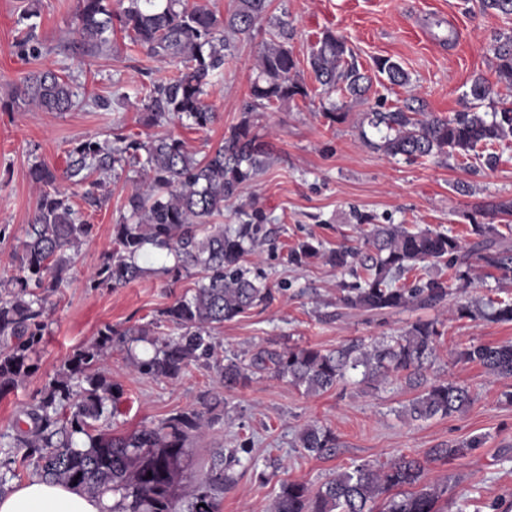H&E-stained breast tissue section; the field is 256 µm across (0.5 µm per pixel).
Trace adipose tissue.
<instances>
[{
	"label": "adipose tissue",
	"instance_id": "obj_1",
	"mask_svg": "<svg viewBox=\"0 0 512 512\" xmlns=\"http://www.w3.org/2000/svg\"><path fill=\"white\" fill-rule=\"evenodd\" d=\"M115 501L109 493L95 497L34 476L0 496V512H112Z\"/></svg>",
	"mask_w": 512,
	"mask_h": 512
}]
</instances>
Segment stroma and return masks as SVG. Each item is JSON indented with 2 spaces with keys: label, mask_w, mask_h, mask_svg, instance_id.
Masks as SVG:
<instances>
[{
  "label": "stroma",
  "mask_w": 512,
  "mask_h": 512,
  "mask_svg": "<svg viewBox=\"0 0 512 512\" xmlns=\"http://www.w3.org/2000/svg\"><path fill=\"white\" fill-rule=\"evenodd\" d=\"M77 0H0V102L15 85L45 68L68 75L84 104L72 111L47 112L23 103L0 109V289L17 274L12 256L25 240L40 193L30 168L42 163L56 171L67 166V153L93 137L113 145L116 130L146 140L173 136L197 157H204L242 117L256 75L258 54L268 40L267 22L237 42L234 56L211 89L208 102L219 120L205 128L176 119L145 124L137 101L142 84L167 79L172 62L147 58L124 32L113 31L103 51L80 46L74 33ZM36 12V53L17 46L24 11ZM273 15L294 27L292 48L299 78L308 95L251 113L255 132L271 146L268 165L236 199L224 206L221 224L243 223L248 212L266 216L262 236L246 265L271 288V303L225 322L218 335L222 355L250 357L260 347L284 350L316 346L333 349L359 341L366 344L399 336L416 320H433L440 332L437 357L428 379L471 387L474 403L464 412L425 421L411 420L405 408L413 396L404 381L364 384L360 371L328 392L311 395L285 380L256 376L234 393L224 391L215 369L191 367L175 381L154 380L135 372L122 346H114L106 367L125 394L115 417L98 429L124 434L220 398L218 423L187 445L182 461L195 475L206 472L220 448L246 447L258 468L239 466L236 483L226 490L221 512H272L283 483L300 481L318 489L342 468L381 465L399 454L424 456L432 448L481 435L485 442L470 455L450 463H430L427 482L447 483V512L470 499L468 512H512V402L505 397L512 382L488 374L475 363L457 361L456 345H498L512 341V323L458 317L460 301L512 300V280L472 264L467 287L453 289L445 303L406 308L382 315L343 308L338 298L350 276L318 258L303 266L289 263L290 250L312 238L329 250L361 246L355 224H405L448 230L468 239L473 224H492L512 232V215L496 206L512 201V141L496 144L494 165L485 159L436 157L408 160L373 148L377 140L366 116L404 104L451 117L460 112H493L512 100L495 71L494 48L512 35V15L481 8L480 0H272ZM344 36L363 67L378 58L398 62L408 72L405 86L374 82L363 100L352 102L325 94L311 73L307 57L324 33ZM484 77L495 93L473 100L470 86ZM101 204L87 207L84 185L65 182L75 208L93 224L65 273L66 283L45 303L46 329L37 353L38 369L0 396V434H12L13 422L76 350L88 346L99 329L125 330L156 321L160 310L191 294L196 274L179 279L160 275L173 266L170 257L150 252L138 263L145 274L122 288L93 289L89 277L112 249V227L119 223L132 183L121 168L96 172ZM310 425L330 429L336 452L316 457L300 448L298 436Z\"/></svg>",
  "instance_id": "35a3bbf8"
}]
</instances>
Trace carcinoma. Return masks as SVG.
I'll use <instances>...</instances> for the list:
<instances>
[{
  "label": "carcinoma",
  "instance_id": "1",
  "mask_svg": "<svg viewBox=\"0 0 512 512\" xmlns=\"http://www.w3.org/2000/svg\"><path fill=\"white\" fill-rule=\"evenodd\" d=\"M270 5L271 0H235L233 10L220 20L200 0H117L115 8L112 0H78L76 31L86 44L97 49L107 46L106 33L117 23L147 57L176 62V75L141 89L142 109L154 123L177 117L199 128L213 124L218 113L206 98L232 56L233 40L250 35L262 19L269 24V39L259 52L242 119L203 158H196L172 136L148 141L118 136L110 148L93 138L79 142L69 151L70 162L61 175L41 163L32 166V179L41 191L18 256L15 287L0 297V395L37 371V349L46 328L44 304L62 287L68 264L92 236L93 225L70 204L59 181L78 177L85 182L98 170L119 166L135 173L125 199L128 216L113 226L114 248L93 272L90 287L118 288L137 280L145 270L136 258L150 249L175 258L173 267L158 272L172 271L177 277L194 269L199 275L191 295L175 299L161 311L174 333L151 339L153 355L133 361L136 372L174 381L193 364H211L227 392L267 372L308 394H320L361 367L362 382L367 384L383 382L392 373L404 374L406 384L417 391L406 407L413 421L451 416L474 402L466 386L428 381L425 371L436 356L440 336L431 320H418L403 335L369 350L363 343H350L334 350L260 349L247 360L218 356L216 332L224 322L273 299L271 290L251 277L245 265L261 230L262 213L256 211L253 222L232 228L213 223L224 213V203L239 197L268 160L267 144L253 131L249 114L259 105L307 96L291 46L293 27L271 15ZM494 55L498 76L512 82V36L496 46ZM308 66L325 93L338 92L352 101L369 92L375 77L384 76L400 86L409 83L406 70L389 59L375 60L372 75L360 69L347 40L329 32L311 51ZM13 99L49 112H69L75 106L72 85L50 68L16 86ZM370 123L381 133L376 149L390 157L468 159L480 148L512 140V103L505 102L491 113L461 112L452 118L425 114L407 104L372 113ZM470 235L473 241L467 247L458 238L430 228L372 225L363 234L366 251L342 245L328 253L327 262L338 269L352 275L359 267L366 271L361 281L342 288L340 304L374 314L439 305L450 294L445 282L420 279L410 288L399 284L404 274L426 262L446 264L451 278L459 282L468 277L471 257L504 278L512 277V241L492 224H473ZM318 255L319 248L305 241L291 252V260L305 263ZM457 313L509 323L512 302L477 301L460 305ZM117 334L110 325L99 330L94 342L68 357L39 398L22 411L11 441L0 446V496L19 477V468L31 465L40 476L91 495L112 492L118 497L112 512H220L221 495L234 484V467L242 464L239 453L250 450L216 452L206 476L199 480L181 469L188 439L204 434L218 420L219 402L190 408L129 434L95 427L107 403L117 404L124 394L104 368ZM119 335L129 344L146 339L149 330L131 327ZM455 356L481 365L497 378H512V343L469 344L457 349ZM76 434L87 438V446H74ZM298 441L316 456L330 455L335 448L331 431L316 425L304 428ZM483 443L484 437L473 436L432 448L422 458L402 453L383 465H356L337 472L315 492L304 483L288 482L282 485L273 512H374L380 498L383 512H442L439 502L445 487L421 484L428 463L464 457ZM180 485L190 487L184 511L177 508Z\"/></svg>",
  "mask_w": 512,
  "mask_h": 512
}]
</instances>
